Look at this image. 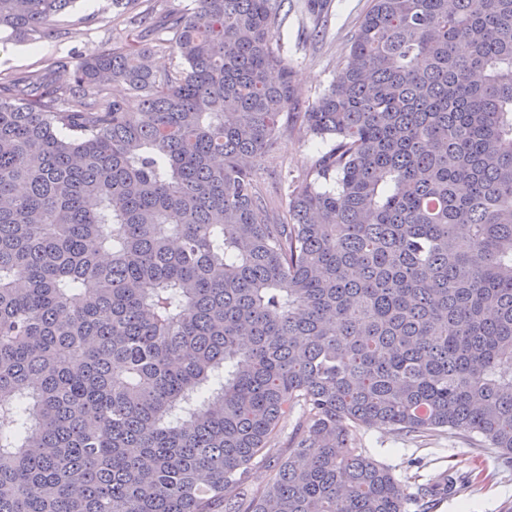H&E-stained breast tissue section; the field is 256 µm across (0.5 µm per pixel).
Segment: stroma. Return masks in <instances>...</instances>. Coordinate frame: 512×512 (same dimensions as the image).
<instances>
[{"mask_svg": "<svg viewBox=\"0 0 512 512\" xmlns=\"http://www.w3.org/2000/svg\"><path fill=\"white\" fill-rule=\"evenodd\" d=\"M370 0H331L322 36L310 39L312 21L304 0H284L280 27L281 53L288 62L299 98L311 104L333 82L349 48L351 35ZM53 39L32 45L0 33V74H33L46 60L64 62L58 73L67 82L68 66L103 47L124 46L131 37V16L112 7V0H76L53 24ZM326 143L304 131L278 136L273 151L259 161L254 180L268 206L283 212L289 180L306 175ZM357 443L389 467L407 488L443 484L449 471L467 472L470 486L454 496L437 497L432 512H512V469L494 450L445 434L409 438L388 427L360 429Z\"/></svg>", "mask_w": 512, "mask_h": 512, "instance_id": "obj_1", "label": "stroma"}]
</instances>
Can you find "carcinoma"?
Wrapping results in <instances>:
<instances>
[{
  "label": "carcinoma",
  "instance_id": "carcinoma-1",
  "mask_svg": "<svg viewBox=\"0 0 512 512\" xmlns=\"http://www.w3.org/2000/svg\"><path fill=\"white\" fill-rule=\"evenodd\" d=\"M73 2L0 0V30ZM282 2L0 76V512H408L378 426L512 468V0H371L307 108ZM296 126L331 146L278 220L251 167Z\"/></svg>",
  "mask_w": 512,
  "mask_h": 512
}]
</instances>
